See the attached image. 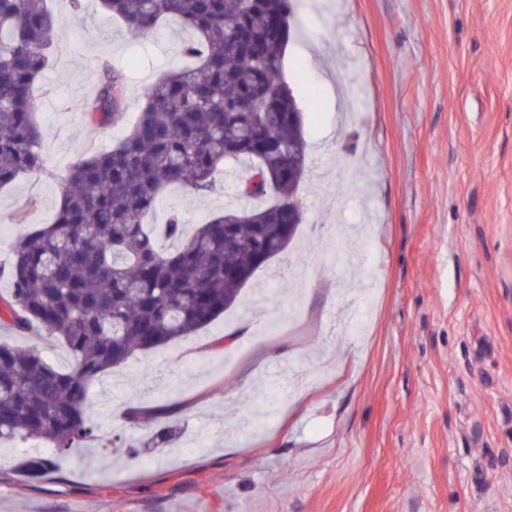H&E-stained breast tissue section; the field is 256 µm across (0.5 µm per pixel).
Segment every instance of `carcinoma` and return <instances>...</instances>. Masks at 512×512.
I'll list each match as a JSON object with an SVG mask.
<instances>
[{"mask_svg":"<svg viewBox=\"0 0 512 512\" xmlns=\"http://www.w3.org/2000/svg\"><path fill=\"white\" fill-rule=\"evenodd\" d=\"M136 34L176 20L194 39L178 64L143 91L128 134L105 152L78 156L63 175L55 218L23 235L1 269L0 325L38 329L63 344L61 370L37 347L0 339V442L37 440L48 452L20 462L37 480L91 440L92 382L137 350L191 336L233 308L265 263L284 254L302 220L307 172L303 116L281 75L291 0H99ZM47 0H0V188L45 169L34 88L56 46ZM124 71L102 67L95 97L75 110L100 126L124 121ZM248 169L237 196L188 230L168 214L163 251L143 223L160 196L212 193L231 166ZM165 413L137 407L138 425Z\"/></svg>","mask_w":512,"mask_h":512,"instance_id":"carcinoma-1","label":"carcinoma"}]
</instances>
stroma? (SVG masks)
<instances>
[{
  "instance_id": "obj_1",
  "label": "stroma",
  "mask_w": 512,
  "mask_h": 512,
  "mask_svg": "<svg viewBox=\"0 0 512 512\" xmlns=\"http://www.w3.org/2000/svg\"><path fill=\"white\" fill-rule=\"evenodd\" d=\"M49 5L46 169L0 188V265L190 38ZM291 24L309 155L289 258L95 381L93 447L59 472L18 475L33 443L1 452L0 512H512V0H300ZM106 63L126 121L102 127L71 105ZM235 194L169 192L149 221L200 224ZM136 404L166 414L133 426Z\"/></svg>"
}]
</instances>
